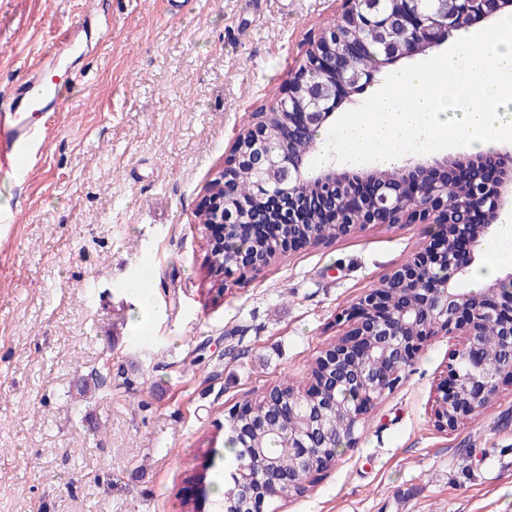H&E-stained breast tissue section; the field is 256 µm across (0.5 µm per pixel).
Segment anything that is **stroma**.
Listing matches in <instances>:
<instances>
[{
  "instance_id": "obj_1",
  "label": "stroma",
  "mask_w": 512,
  "mask_h": 512,
  "mask_svg": "<svg viewBox=\"0 0 512 512\" xmlns=\"http://www.w3.org/2000/svg\"><path fill=\"white\" fill-rule=\"evenodd\" d=\"M0 0V106L100 10L28 181L0 178V512H216L231 408L307 387L340 313L429 224H366L277 252L208 296L197 215L237 136L282 95L345 0ZM146 283L162 318L129 288ZM458 332L431 337L354 447L278 512H512V379L455 430L432 410ZM207 496L196 500L194 491Z\"/></svg>"
}]
</instances>
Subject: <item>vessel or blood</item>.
Returning <instances> with one entry per match:
<instances>
[{"instance_id":"b4317fda","label":"vessel or blood","mask_w":512,"mask_h":512,"mask_svg":"<svg viewBox=\"0 0 512 512\" xmlns=\"http://www.w3.org/2000/svg\"><path fill=\"white\" fill-rule=\"evenodd\" d=\"M86 26H79L48 51L46 63L28 71L25 82L15 88L7 110L0 112V170L18 182H26L31 169L32 152L40 141L38 115L57 111L62 103V88L57 68L74 53H88Z\"/></svg>"}]
</instances>
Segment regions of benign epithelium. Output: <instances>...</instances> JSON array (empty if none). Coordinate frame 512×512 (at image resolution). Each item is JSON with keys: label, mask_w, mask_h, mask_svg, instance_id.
<instances>
[{"label": "benign epithelium", "mask_w": 512, "mask_h": 512, "mask_svg": "<svg viewBox=\"0 0 512 512\" xmlns=\"http://www.w3.org/2000/svg\"><path fill=\"white\" fill-rule=\"evenodd\" d=\"M359 0H350L343 13L347 27L362 25L368 15L359 8ZM456 9L443 7L422 24L423 33L416 43L397 46L389 59L410 58L425 53L445 41L460 25H470L474 16H489L512 9V0H454ZM409 19L401 14H385L370 22L378 34L394 44L398 26ZM363 45L354 39H336L322 34L307 55L310 69L346 76L347 63L362 54ZM297 83L306 87L308 102L294 99L288 116L294 118L290 130L317 139L334 114L336 91L323 84L309 87L307 74ZM314 145L306 152L285 155L274 142L268 126V113H259L253 127L240 134L233 147L234 163L224 169L207 187L211 223L224 225V234L242 235V225L266 224L272 218L262 213L248 218L242 203L228 205L234 194L237 175L254 173L274 182L288 195V204L301 198L307 212L323 214L341 236L359 224H446L448 233L433 238L400 269L361 297L341 319L351 323L345 336L318 360V374L304 395L289 394L274 388L270 404L292 402L300 410L302 427L292 434L290 447L296 449L295 466L285 469L273 458L266 459L265 477L259 481L250 465L242 463L234 472V483L258 485L259 499L252 512H274L270 505L290 493H299L300 470L320 468L323 449L335 439L336 418L348 417L351 426L376 399L391 386L402 369L409 365L427 339L439 332L457 330L463 344L448 361L446 375L436 387L433 408L438 428L448 431L462 424L477 405L487 404L497 393L500 379L512 372V272L498 277L478 290L462 288L460 282L474 262L475 252L489 233L505 205H512V151L497 153L490 159L445 157L416 167L418 179L411 185L393 176L389 170L363 171L358 174L362 190L348 182V174L333 168H315L311 157ZM496 164L500 171L493 193L485 191L481 166ZM464 183L467 192L448 199V184ZM317 244L314 225L299 235L289 231L288 242L273 248L260 245L241 249L226 257V275H243L268 263L284 248ZM493 325L499 346L492 350L482 340L485 327Z\"/></svg>", "instance_id": "benign-epithelium-1"}]
</instances>
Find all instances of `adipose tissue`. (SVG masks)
Listing matches in <instances>:
<instances>
[{"mask_svg":"<svg viewBox=\"0 0 512 512\" xmlns=\"http://www.w3.org/2000/svg\"><path fill=\"white\" fill-rule=\"evenodd\" d=\"M371 112L349 113L339 148L321 154L325 165L363 159L387 166L407 149L430 153L448 138L472 153L497 150L512 140V15L492 32L456 31L446 54L429 65L392 71Z\"/></svg>","mask_w":512,"mask_h":512,"instance_id":"adipose-tissue-1","label":"adipose tissue"}]
</instances>
